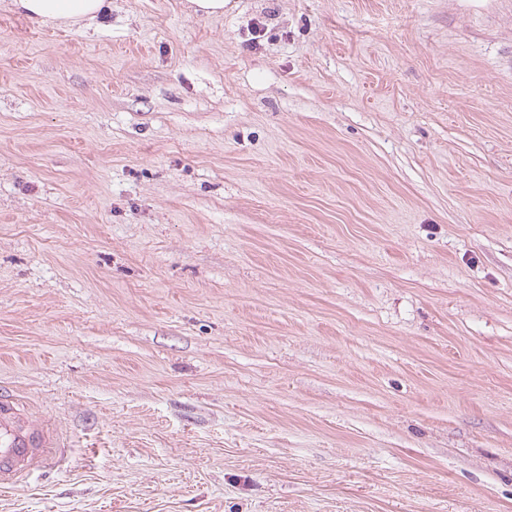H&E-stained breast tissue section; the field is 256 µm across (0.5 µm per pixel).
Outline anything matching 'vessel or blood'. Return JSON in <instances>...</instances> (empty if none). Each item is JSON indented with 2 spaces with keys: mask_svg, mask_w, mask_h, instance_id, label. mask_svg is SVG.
Returning <instances> with one entry per match:
<instances>
[{
  "mask_svg": "<svg viewBox=\"0 0 512 512\" xmlns=\"http://www.w3.org/2000/svg\"><path fill=\"white\" fill-rule=\"evenodd\" d=\"M60 441L45 422L29 421L14 396H0V488L57 458Z\"/></svg>",
  "mask_w": 512,
  "mask_h": 512,
  "instance_id": "vessel-or-blood-1",
  "label": "vessel or blood"
}]
</instances>
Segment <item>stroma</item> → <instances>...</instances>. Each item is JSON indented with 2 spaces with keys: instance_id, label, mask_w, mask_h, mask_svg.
<instances>
[{
  "instance_id": "35a3bbf8",
  "label": "stroma",
  "mask_w": 512,
  "mask_h": 512,
  "mask_svg": "<svg viewBox=\"0 0 512 512\" xmlns=\"http://www.w3.org/2000/svg\"><path fill=\"white\" fill-rule=\"evenodd\" d=\"M0 0V512H512V0ZM13 10L36 25H80L105 14L108 0H11ZM14 396H0V488H8L32 470L57 458L60 441L47 422L24 420Z\"/></svg>"
}]
</instances>
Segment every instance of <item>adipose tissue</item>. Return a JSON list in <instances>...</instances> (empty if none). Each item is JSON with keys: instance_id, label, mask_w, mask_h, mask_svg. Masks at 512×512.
Segmentation results:
<instances>
[{"instance_id": "1", "label": "adipose tissue", "mask_w": 512, "mask_h": 512, "mask_svg": "<svg viewBox=\"0 0 512 512\" xmlns=\"http://www.w3.org/2000/svg\"><path fill=\"white\" fill-rule=\"evenodd\" d=\"M15 12L36 25H80L105 14L108 0H11Z\"/></svg>"}]
</instances>
